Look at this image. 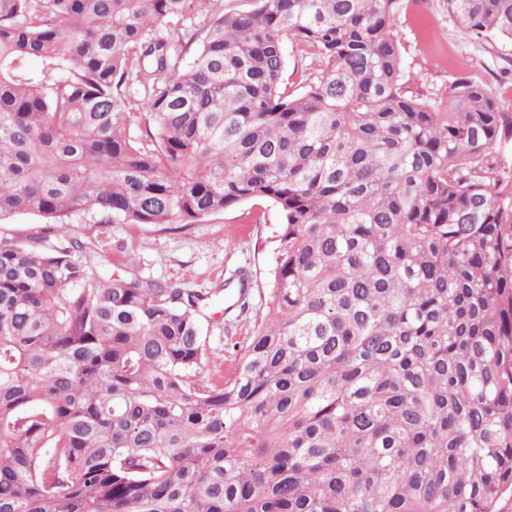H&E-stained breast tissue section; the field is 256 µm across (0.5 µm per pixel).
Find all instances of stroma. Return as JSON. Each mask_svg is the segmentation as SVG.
Masks as SVG:
<instances>
[{"instance_id":"obj_1","label":"stroma","mask_w":512,"mask_h":512,"mask_svg":"<svg viewBox=\"0 0 512 512\" xmlns=\"http://www.w3.org/2000/svg\"><path fill=\"white\" fill-rule=\"evenodd\" d=\"M396 32L410 96L436 101L460 77L487 86L502 110L512 112V43L473 39L448 16L442 0H401ZM276 208L266 201L239 205L184 228L155 224H99L90 213L71 220V234L102 256L104 272L168 283L200 294L202 334L211 360L200 377L217 380L235 369V346L245 344L265 310L274 264ZM248 279L245 307L228 291Z\"/></svg>"}]
</instances>
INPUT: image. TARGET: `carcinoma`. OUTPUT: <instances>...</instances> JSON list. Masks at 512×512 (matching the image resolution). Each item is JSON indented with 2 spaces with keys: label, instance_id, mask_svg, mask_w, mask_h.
I'll list each match as a JSON object with an SVG mask.
<instances>
[{
  "label": "carcinoma",
  "instance_id": "cac0c4a2",
  "mask_svg": "<svg viewBox=\"0 0 512 512\" xmlns=\"http://www.w3.org/2000/svg\"><path fill=\"white\" fill-rule=\"evenodd\" d=\"M400 3L0 0V221L66 238L0 234V512H505L512 113L465 78L407 96ZM443 4L512 42V0ZM254 200L275 263L222 383L201 295L69 236ZM285 60L283 83L287 85L289 92L298 94L307 84L309 74L314 73L318 66L315 61L302 57L290 43L285 47ZM42 222L41 218L34 215H15L0 224V232L24 239L36 231L42 234V227L46 226Z\"/></svg>",
  "mask_w": 512,
  "mask_h": 512
}]
</instances>
